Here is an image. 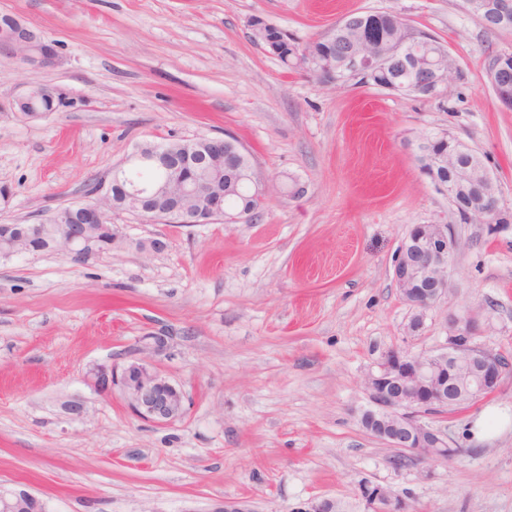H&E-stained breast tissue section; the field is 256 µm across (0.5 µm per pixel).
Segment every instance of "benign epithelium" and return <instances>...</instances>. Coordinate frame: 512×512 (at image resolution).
Wrapping results in <instances>:
<instances>
[{"label":"benign epithelium","mask_w":512,"mask_h":512,"mask_svg":"<svg viewBox=\"0 0 512 512\" xmlns=\"http://www.w3.org/2000/svg\"><path fill=\"white\" fill-rule=\"evenodd\" d=\"M470 7L479 15L493 10L505 16L512 10V3L509 0H473ZM250 30L254 42L265 50L274 44L284 49L291 44L288 32L260 16L252 17ZM0 51L17 54L30 64L46 66L55 61L53 48L42 40V36L9 14L0 16ZM414 60L411 82L400 84L402 90L414 85L435 94L445 88L455 72L453 68L446 72L438 70L432 62L417 56ZM373 62L370 57L354 53L349 56L348 66L367 76L374 69ZM231 142L229 136L189 140L181 157L171 155L162 147L149 157L133 151L123 162L113 166L108 182L90 187L87 200L57 211L56 222L63 225V231L48 242L47 249L75 258L100 251L102 237L112 234V225L108 224L110 214L118 209L173 224L245 221L247 212L227 208L224 201L213 198L207 185L193 183L188 178L193 168L214 157L224 161V174L229 181L244 184L242 152L230 147ZM140 162H148L165 171L161 187L128 185L125 173ZM476 169L482 173V182L487 187L482 212L492 224L499 216V205L494 179L483 163L459 165L454 168L449 182L438 180L436 185L449 194L458 185L468 182ZM162 189L175 198L186 194L194 196L200 209L188 211L180 205L160 208L155 200ZM38 230L37 224L8 228L6 255L31 252L32 240ZM457 246L456 234L447 224H416L404 238L394 264L393 278L402 297L417 310L428 309L447 292L448 256ZM478 322L479 315L469 311L449 317L448 347L442 352L412 354L390 350L383 356L378 370L369 373L364 383L369 402L364 414L371 422L367 429L370 435L423 462L454 459L448 452V436L424 421L428 411L448 407L449 387L460 362L467 364L470 383L475 385L474 399L478 401L495 392L504 373L512 369L511 364L500 363L498 353L474 344ZM90 379L94 386L104 391L120 388L134 413L153 423L167 422L185 413L183 391L160 372L139 363L121 369L98 367L90 372ZM394 504L400 512L404 510V504L398 503V496L391 490L377 487L372 512H394ZM43 509L41 501L25 490L0 491V512H43Z\"/></svg>","instance_id":"1"}]
</instances>
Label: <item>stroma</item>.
<instances>
[{
    "label": "stroma",
    "mask_w": 512,
    "mask_h": 512,
    "mask_svg": "<svg viewBox=\"0 0 512 512\" xmlns=\"http://www.w3.org/2000/svg\"><path fill=\"white\" fill-rule=\"evenodd\" d=\"M394 10L448 49L441 98L336 86L256 46L259 15L297 40L353 12ZM53 44L49 67L0 52V224L85 201L90 183L150 141L235 138L269 178L241 224L112 216V251L77 262L0 258V486L48 512H296L314 497L362 512L361 483L409 512H512V372L490 397L429 417L460 454L398 464L360 424L364 382L392 349L435 352L450 314L480 313L481 346L512 361V223L461 224L412 141L446 130L477 151L512 211V109L485 66L512 52L464 0H0ZM69 106L18 112L26 86ZM416 224L452 225L448 291L410 331L392 271ZM159 239L158 252L136 250ZM167 338L162 352L146 336ZM138 362L186 394L142 420L86 380ZM80 402L81 417L67 411Z\"/></svg>",
    "instance_id": "1"
}]
</instances>
